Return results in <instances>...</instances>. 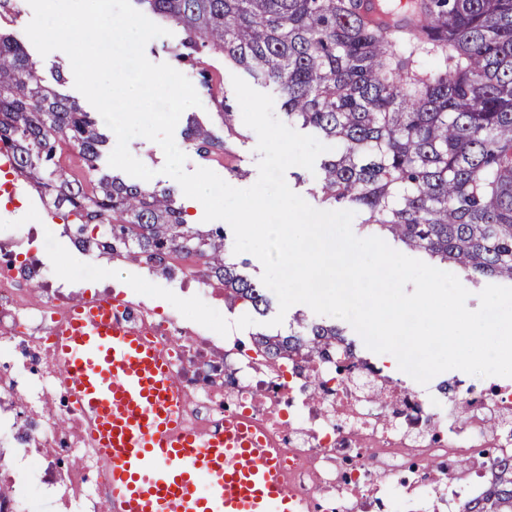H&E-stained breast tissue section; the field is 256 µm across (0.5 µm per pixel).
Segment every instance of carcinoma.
<instances>
[{
  "instance_id": "obj_1",
  "label": "carcinoma",
  "mask_w": 512,
  "mask_h": 512,
  "mask_svg": "<svg viewBox=\"0 0 512 512\" xmlns=\"http://www.w3.org/2000/svg\"><path fill=\"white\" fill-rule=\"evenodd\" d=\"M182 29L175 60L196 71L217 103L224 135L187 117L184 140L203 160L239 136L235 107L207 58L272 88L289 125L336 143L318 191L360 215L359 229L454 265L468 279L512 281V0H135ZM16 0H0V142L15 172L77 239L158 265L190 261L224 281V303L256 313L269 289L226 262L224 226L187 223L174 191L98 163L109 142L100 117L43 84L5 31ZM433 57L439 65L425 70ZM76 152L91 177L66 168ZM278 360L294 350L326 359L353 353L342 331L311 321L286 336L256 334ZM463 512H512V456L497 458L482 495Z\"/></svg>"
}]
</instances>
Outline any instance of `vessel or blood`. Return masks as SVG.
I'll return each instance as SVG.
<instances>
[{
	"instance_id": "b4317fda",
	"label": "vessel or blood",
	"mask_w": 512,
	"mask_h": 512,
	"mask_svg": "<svg viewBox=\"0 0 512 512\" xmlns=\"http://www.w3.org/2000/svg\"><path fill=\"white\" fill-rule=\"evenodd\" d=\"M61 384L88 418L111 512H307L279 449L245 419L200 436L160 346L112 317V300L78 302L54 330Z\"/></svg>"
}]
</instances>
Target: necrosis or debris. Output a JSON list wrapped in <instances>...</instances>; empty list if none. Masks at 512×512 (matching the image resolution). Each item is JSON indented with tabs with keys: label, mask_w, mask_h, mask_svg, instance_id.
Here are the masks:
<instances>
[{
	"label": "necrosis or debris",
	"mask_w": 512,
	"mask_h": 512,
	"mask_svg": "<svg viewBox=\"0 0 512 512\" xmlns=\"http://www.w3.org/2000/svg\"><path fill=\"white\" fill-rule=\"evenodd\" d=\"M53 233L47 223L22 233L0 226V440L16 448L0 456V472L21 475L9 512H41L50 497L95 512L106 493L88 423L53 362L52 328L74 301L37 246ZM152 271L176 284L174 306L130 301L120 317L165 350L190 397L187 426L205 436L225 416L250 419L281 449L310 512H461L482 493L493 452L512 447V383H452L432 398L394 387L358 356L339 366L302 353L273 363L187 319L189 305L223 315V282L159 265ZM461 400L470 411L462 428L454 423ZM463 456L465 485L456 477Z\"/></svg>",
	"instance_id": "obj_1"
}]
</instances>
